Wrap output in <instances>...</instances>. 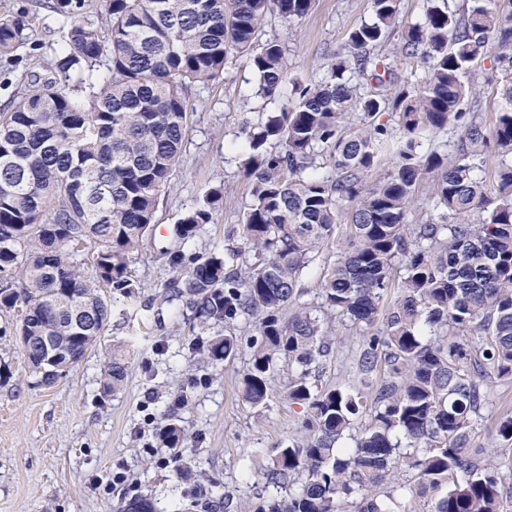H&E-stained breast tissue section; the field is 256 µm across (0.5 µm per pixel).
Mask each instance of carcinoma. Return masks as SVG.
<instances>
[{"label": "carcinoma", "instance_id": "obj_1", "mask_svg": "<svg viewBox=\"0 0 512 512\" xmlns=\"http://www.w3.org/2000/svg\"><path fill=\"white\" fill-rule=\"evenodd\" d=\"M370 21L330 56L323 78L294 83L291 107L246 130L249 182L242 246L169 262L183 268L171 296L215 334L195 351L218 366L235 355L219 329L256 319L241 382L266 407L279 362L295 368L286 396L304 408L299 435L263 468L276 496L244 512H401L405 493L428 512H512V448L478 443L489 385L512 380V0H426L421 21H399V0H370ZM46 0L65 22L50 76L33 75L0 113V316L25 337L29 373L50 385L97 347L112 295L140 286L129 270L148 240L161 196L183 155L186 92L206 88L240 54L256 95L288 77L286 47L258 43L273 14L305 16L312 0ZM398 37L420 59L400 81L383 56ZM27 12L0 17V56L31 44ZM499 71L506 107L488 126L463 111L483 62ZM460 135L450 159L423 141ZM394 158L384 168L385 156ZM500 157L495 185L476 171ZM328 157L333 178L315 175ZM428 189L431 208L409 223ZM223 191L208 192L174 227L187 243L214 222ZM336 242V260L324 250ZM83 256L91 270L76 257ZM326 264L317 296L302 275ZM396 289L394 302L384 297ZM361 332L357 367L370 392L320 385L335 323ZM127 352L112 345L103 388L119 390ZM161 447L183 430L168 423ZM414 475L393 481L396 464Z\"/></svg>", "mask_w": 512, "mask_h": 512}]
</instances>
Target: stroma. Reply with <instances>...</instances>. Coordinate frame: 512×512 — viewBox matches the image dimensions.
<instances>
[{
	"instance_id": "obj_1",
	"label": "stroma",
	"mask_w": 512,
	"mask_h": 512,
	"mask_svg": "<svg viewBox=\"0 0 512 512\" xmlns=\"http://www.w3.org/2000/svg\"><path fill=\"white\" fill-rule=\"evenodd\" d=\"M32 14L38 58L19 49L0 58V110L22 92L26 77L43 72V61L59 53L63 22L39 8L38 0H0V17L19 6ZM370 0H314L308 14L288 22L269 20L264 36L288 49L289 80L274 101L256 97V78L248 57L234 59L224 76L189 95L194 111L185 155L162 198L147 245L130 269L141 283L130 298H117L108 329L98 347L53 384H38L12 336H0V512H126L127 502L143 494L156 512H202L192 485L176 475L175 459L197 462L208 478L232 497L227 512L268 490L255 459L296 435L302 406L283 391L287 368L277 371L265 409L247 403L241 376L250 359L246 342L257 330L239 319L233 332L241 347L221 371L198 364L190 349L194 338L211 336L177 299L162 293L179 275L168 252H228L239 248L230 229L240 223L249 199L242 171L245 128L259 113L291 104L294 82L314 83L328 57L344 46L351 29L369 19ZM225 194L212 224L194 242L180 246L173 228L183 211L214 187ZM128 345L123 387L103 393L100 367L113 343ZM361 338L337 325L333 351L322 373L323 384L355 387V353ZM512 416V382L492 386L478 428L482 442L496 441L500 421ZM186 431L178 452L159 447L157 432L166 419Z\"/></svg>"
}]
</instances>
